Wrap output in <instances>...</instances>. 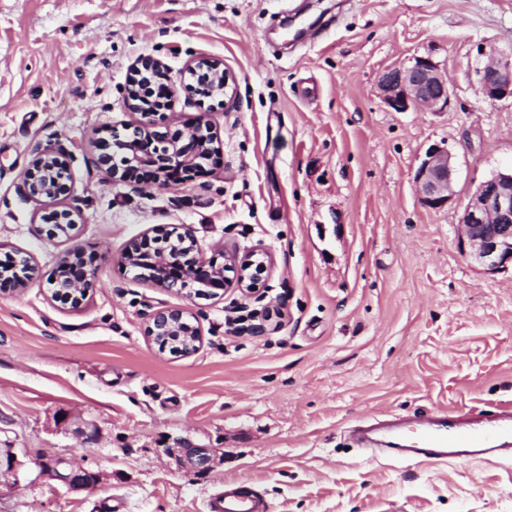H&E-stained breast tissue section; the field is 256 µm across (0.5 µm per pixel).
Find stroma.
<instances>
[{"instance_id":"1","label":"stroma","mask_w":512,"mask_h":512,"mask_svg":"<svg viewBox=\"0 0 512 512\" xmlns=\"http://www.w3.org/2000/svg\"><path fill=\"white\" fill-rule=\"evenodd\" d=\"M492 49L512 55V0H0V260L32 268L0 294V448L21 463L0 512H203L226 481L267 512H512V459L401 463L348 437L392 414L512 404V270L458 245L477 186L512 166V101L480 90ZM202 56L233 74V104L188 89ZM143 57L167 67L170 111L217 137L218 158L172 186L106 183L93 164L139 119L125 97ZM419 57L447 71L448 106L394 111L377 79ZM433 144L457 161L438 210L413 181ZM39 146L69 163L72 237L19 191ZM172 229L207 257L267 251L260 296L191 299L122 268L129 240ZM75 246L96 271L73 308L52 278ZM166 308L192 313L196 353L146 335ZM264 309V334L228 329ZM184 448L212 449L209 468ZM52 455L101 483L38 477Z\"/></svg>"}]
</instances>
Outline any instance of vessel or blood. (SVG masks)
<instances>
[{
    "instance_id": "1",
    "label": "vessel or blood",
    "mask_w": 512,
    "mask_h": 512,
    "mask_svg": "<svg viewBox=\"0 0 512 512\" xmlns=\"http://www.w3.org/2000/svg\"><path fill=\"white\" fill-rule=\"evenodd\" d=\"M511 441V407L469 421L461 420L457 411H444L433 419L418 418L412 431L406 430L401 422L391 425L389 436L393 455L412 461L480 458L502 450ZM204 509L264 512L265 506L250 487L228 483L222 493L206 497Z\"/></svg>"
}]
</instances>
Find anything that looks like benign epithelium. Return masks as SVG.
Masks as SVG:
<instances>
[{"instance_id":"1","label":"benign epithelium","mask_w":512,"mask_h":512,"mask_svg":"<svg viewBox=\"0 0 512 512\" xmlns=\"http://www.w3.org/2000/svg\"><path fill=\"white\" fill-rule=\"evenodd\" d=\"M191 69L201 71L206 83L200 94L211 97L222 94L233 98L235 82L224 71L217 59L200 57ZM137 77L142 83L166 79L163 65L151 58H142L136 66ZM383 102L397 112L411 108H425L432 112L442 111L448 104L451 83L448 72L429 58H417L408 66L393 67L383 71L377 81ZM483 96L490 101L512 99V57L497 52L487 56L481 74ZM156 112H143L138 124L123 140H116L123 151L121 165L112 157L101 155L94 160L104 179L114 182L124 180L128 172L141 169L154 170V179L168 181V172H187L192 169L200 154L208 152L211 131L202 119L184 126L177 132L161 130L169 117L156 122ZM457 163L447 146L429 147L419 162L413 180L418 188L420 201L429 209H440L453 201ZM68 166L62 153L52 147H44L34 154L30 167L24 174L20 191L28 199L40 203L48 213L43 219L69 229L74 226V212L58 210L56 205L67 195ZM462 232L459 237L460 251L485 272L494 274L512 265V170L498 171L481 182L472 194L459 220ZM183 247L174 248L167 237L149 239L134 238L126 245L122 263L126 268L143 266L147 277L157 287L192 294L198 284L217 290L237 288L250 296L260 291V274L267 269L263 257L252 252L244 257L234 251L223 252L224 264L206 261L199 256L191 231L181 233ZM94 260L86 258L85 251L75 248L67 252L59 264L53 296L79 305L94 288L93 273L88 270ZM236 274V279L226 273ZM191 313L184 309L156 311L146 327V334L160 347L177 337L183 339L180 352L190 355L197 351L200 342L198 328L188 323ZM19 465L11 448H0V478L16 475ZM39 475L79 492L95 487L100 474L85 468L66 456H48L37 463Z\"/></svg>"}]
</instances>
